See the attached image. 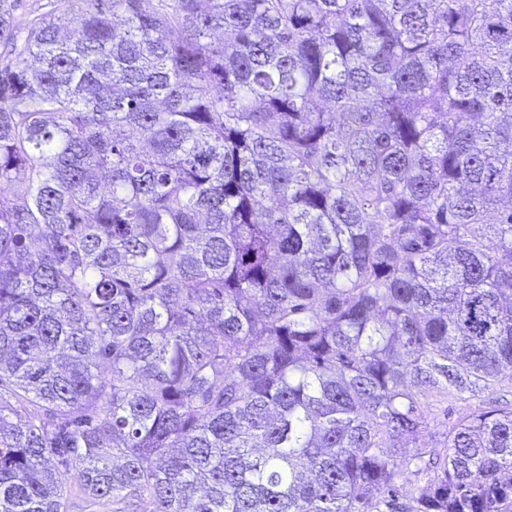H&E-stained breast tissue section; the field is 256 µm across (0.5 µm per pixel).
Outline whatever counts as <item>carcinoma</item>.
Returning a JSON list of instances; mask_svg holds the SVG:
<instances>
[{
  "label": "carcinoma",
  "mask_w": 512,
  "mask_h": 512,
  "mask_svg": "<svg viewBox=\"0 0 512 512\" xmlns=\"http://www.w3.org/2000/svg\"><path fill=\"white\" fill-rule=\"evenodd\" d=\"M77 2L0 0V512H512V0ZM18 17L28 20L37 13L52 11L56 15H62L67 18H73L78 14L79 5L68 0H17ZM427 400L431 408L426 412V425L422 428L416 444L409 443L407 446V453L410 455L417 452L441 453L444 449L443 436L448 426L468 417L482 404L480 398L469 397V394H448L447 398L432 395ZM77 468L71 469L67 475L70 495L67 502L68 512H114L112 501L108 504H93L85 497L80 488L81 480Z\"/></svg>",
  "instance_id": "carcinoma-1"
}]
</instances>
